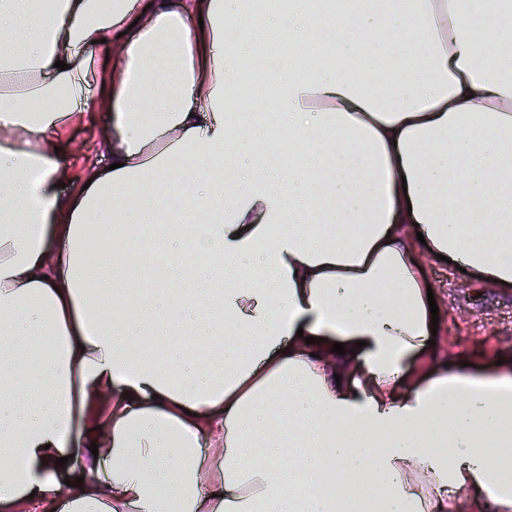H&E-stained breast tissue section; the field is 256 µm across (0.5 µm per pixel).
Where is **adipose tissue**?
I'll return each instance as SVG.
<instances>
[{"label":"adipose tissue","mask_w":512,"mask_h":512,"mask_svg":"<svg viewBox=\"0 0 512 512\" xmlns=\"http://www.w3.org/2000/svg\"><path fill=\"white\" fill-rule=\"evenodd\" d=\"M309 2L263 21L283 79L224 48L248 0H0V512H512V360L431 368L416 258L512 285V13L356 10L353 68L310 73ZM249 58L269 93L227 118ZM99 105L116 167L62 197L60 132ZM154 227L176 259L132 277Z\"/></svg>","instance_id":"ef3b65f1"}]
</instances>
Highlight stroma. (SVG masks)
Wrapping results in <instances>:
<instances>
[{"label":"stroma","instance_id":"35a3bbf8","mask_svg":"<svg viewBox=\"0 0 512 512\" xmlns=\"http://www.w3.org/2000/svg\"><path fill=\"white\" fill-rule=\"evenodd\" d=\"M110 124V112L98 107L67 126L60 148L72 167L62 181L61 195L75 194L88 168L109 164L100 139ZM422 277L430 284L439 308L433 364L463 352L484 370L492 371L498 360L512 359L511 287L488 285L459 268L427 260L422 263Z\"/></svg>","mask_w":512,"mask_h":512}]
</instances>
